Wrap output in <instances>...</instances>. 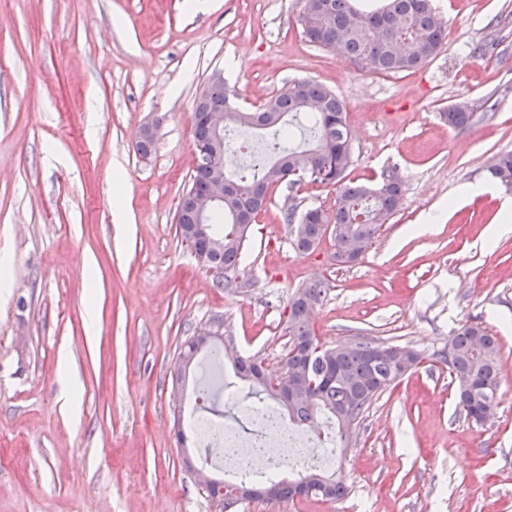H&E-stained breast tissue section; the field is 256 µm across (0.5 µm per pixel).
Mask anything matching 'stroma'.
Instances as JSON below:
<instances>
[{
  "label": "stroma",
  "instance_id": "1",
  "mask_svg": "<svg viewBox=\"0 0 512 512\" xmlns=\"http://www.w3.org/2000/svg\"><path fill=\"white\" fill-rule=\"evenodd\" d=\"M433 3L446 45L389 75L309 43L303 0H0V256L12 279L0 289V512H210L184 465L205 452L174 434L204 379L180 376L179 346L220 316L242 356L276 370L288 302L313 279L327 285L311 315L322 345L365 335L424 361L345 449L344 498L237 512H512V232L490 235L512 194L486 173L512 151V0ZM217 71L249 105L296 80L326 86L351 129L347 181L403 176L398 211L355 264L331 261L328 237L311 253L294 246L288 209L336 200L308 180L272 189L251 225L249 287H216L182 241L194 102ZM458 101L473 119L452 128L440 114ZM156 115L144 158L138 132ZM469 319L501 347L483 424L457 412L436 359ZM70 375L74 409L59 398Z\"/></svg>",
  "mask_w": 512,
  "mask_h": 512
}]
</instances>
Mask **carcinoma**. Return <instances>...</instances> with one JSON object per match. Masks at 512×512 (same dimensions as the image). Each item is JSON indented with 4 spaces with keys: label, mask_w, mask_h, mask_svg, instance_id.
I'll list each match as a JSON object with an SVG mask.
<instances>
[{
    "label": "carcinoma",
    "mask_w": 512,
    "mask_h": 512,
    "mask_svg": "<svg viewBox=\"0 0 512 512\" xmlns=\"http://www.w3.org/2000/svg\"><path fill=\"white\" fill-rule=\"evenodd\" d=\"M300 24L308 42L332 49L355 64L377 73H398L424 65L441 51L447 39V24L435 11L432 0H387L372 13L359 12L350 0H305ZM220 107L229 114L228 125L260 131L272 139L273 157L252 177L235 180L236 190L224 199V210L212 217L209 237L201 243L206 253L205 264L223 274L216 283L219 288H231L239 278L242 250L249 228L235 231L233 220L248 211L255 216L268 201L270 189L286 183L294 186L299 179L291 177L296 170L311 171L313 183L334 186L336 202L330 209H308L296 215L291 208L286 221L294 225V243L298 250L316 249L326 234L333 239L336 263L348 265L351 258L348 245L361 240L370 247L381 227L398 210L403 198V182L390 171L383 176L381 186L342 184L351 163L350 129L345 106L326 87L309 80L291 83L275 99L259 111L241 110L229 105L224 86L209 85L195 101L193 111L194 143L219 153L224 161V137L217 136L203 121L201 114ZM449 126L463 128L472 113L456 105L441 113ZM491 177L512 190V152L501 153L489 169ZM211 169L198 165L191 177L190 190L197 197L207 195ZM181 238L189 241V231L196 224L193 210H178ZM326 285L313 280L297 288L289 301L292 313L287 320L288 341L280 364L297 374L303 386L288 389L294 397L285 398L283 391L272 384L273 373L262 370L255 360L238 357L233 369L236 377L249 383V394L263 405L271 399L288 412V420L312 425L320 415L336 427V444L348 445L360 427L364 414L372 403L415 369L422 361L414 353L409 363L401 365L386 357L370 362L365 354L341 345H320L310 322L311 310L325 296ZM216 336L205 347L212 357L224 359V320L216 322ZM194 337L188 336L181 345L180 374H187L199 365L198 357L205 349ZM452 357L439 353L455 386L458 407L469 420L480 422L484 401L497 398L500 387V342L482 324L469 320L448 338ZM313 472L298 474L294 480L260 476L251 488H268L266 501L295 499V486ZM329 484L330 493L314 483L310 496L339 500L348 486L343 475L319 473Z\"/></svg>",
    "instance_id": "obj_1"
}]
</instances>
